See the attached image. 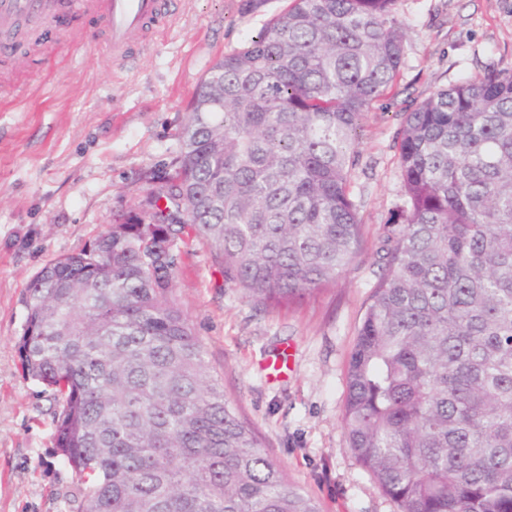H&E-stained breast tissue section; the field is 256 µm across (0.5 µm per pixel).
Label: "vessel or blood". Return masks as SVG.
Listing matches in <instances>:
<instances>
[{"label": "vessel or blood", "mask_w": 512, "mask_h": 512, "mask_svg": "<svg viewBox=\"0 0 512 512\" xmlns=\"http://www.w3.org/2000/svg\"><path fill=\"white\" fill-rule=\"evenodd\" d=\"M173 0H72V10L99 23L98 37L108 56L128 60L148 26L160 25ZM56 0H0V47L13 43L17 21L56 13Z\"/></svg>", "instance_id": "obj_1"}]
</instances>
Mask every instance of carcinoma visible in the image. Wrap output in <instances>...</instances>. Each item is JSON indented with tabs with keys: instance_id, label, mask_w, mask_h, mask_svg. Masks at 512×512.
<instances>
[{
	"instance_id": "carcinoma-1",
	"label": "carcinoma",
	"mask_w": 512,
	"mask_h": 512,
	"mask_svg": "<svg viewBox=\"0 0 512 512\" xmlns=\"http://www.w3.org/2000/svg\"><path fill=\"white\" fill-rule=\"evenodd\" d=\"M398 2L292 0L210 68L147 209L27 283L19 366L61 401L85 512H321L208 372L176 251L201 243L265 305L358 258L356 130L404 63ZM398 166L348 361L349 448L400 512H512V67L434 89Z\"/></svg>"
}]
</instances>
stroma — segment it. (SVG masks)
<instances>
[{
	"mask_svg": "<svg viewBox=\"0 0 512 512\" xmlns=\"http://www.w3.org/2000/svg\"><path fill=\"white\" fill-rule=\"evenodd\" d=\"M290 0H178L117 63L76 16L74 52L45 66L37 51L0 65V512H80L72 469L54 442L52 390L24 378L16 340L22 295L49 261L76 253L122 215L140 212L154 172H174L193 96L208 70ZM407 24L397 84L357 129L353 195L363 225L356 261L305 301L245 297L198 242L177 257L176 294L214 376L262 450L321 512H399L357 462L342 426L346 372L381 272L377 238L402 205L397 132L435 88L512 66V0H400Z\"/></svg>",
	"mask_w": 512,
	"mask_h": 512,
	"instance_id": "1",
	"label": "stroma"
}]
</instances>
